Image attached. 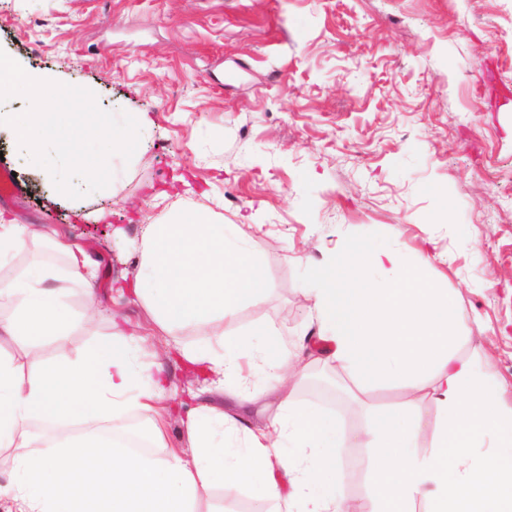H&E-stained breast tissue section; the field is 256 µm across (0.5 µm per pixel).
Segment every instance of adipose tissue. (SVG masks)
Instances as JSON below:
<instances>
[{
	"label": "adipose tissue",
	"instance_id": "1",
	"mask_svg": "<svg viewBox=\"0 0 512 512\" xmlns=\"http://www.w3.org/2000/svg\"><path fill=\"white\" fill-rule=\"evenodd\" d=\"M248 224H227L195 203L173 205L161 224L145 225L133 271L116 290L143 302L165 334L190 325L203 342L175 345L187 371L226 406L202 403L181 418L188 445L169 447L174 407L163 358L144 363L146 342L116 321L107 339L78 360L47 364L44 344L64 341L101 314L97 267L78 245L43 224L0 222V266L28 244L61 255L64 267L26 265L0 282V341L19 344L23 360L0 351V455L11 477L0 485L6 512H75L64 480L105 456L95 472L107 512H201L211 489H249L274 512H347L337 479L341 449L366 451L367 492L357 512H512V406L487 361L452 360L458 299L420 276L392 242H349L314 272L305 296L327 363L355 379L359 393L398 386L396 407L369 408L365 426L347 434L335 418L300 405L302 368L277 339L230 334L243 304L264 285ZM85 295L74 317L69 284ZM272 377L252 394L245 369ZM429 389L437 407L430 450L422 448L415 396ZM269 424L247 425L253 409ZM137 411L150 426L149 451L122 446L124 419Z\"/></svg>",
	"mask_w": 512,
	"mask_h": 512
}]
</instances>
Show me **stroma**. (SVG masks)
<instances>
[{
    "label": "stroma",
    "instance_id": "stroma-1",
    "mask_svg": "<svg viewBox=\"0 0 512 512\" xmlns=\"http://www.w3.org/2000/svg\"><path fill=\"white\" fill-rule=\"evenodd\" d=\"M0 49L150 120L109 193L65 202L0 136L14 185L0 215L69 232L101 298L180 199L258 227L265 290L234 334L316 331L301 302L315 267L388 239L459 296L455 361L482 356L512 384V0H0ZM340 383L336 396L306 380L295 398L349 432L404 399L358 403Z\"/></svg>",
    "mask_w": 512,
    "mask_h": 512
}]
</instances>
